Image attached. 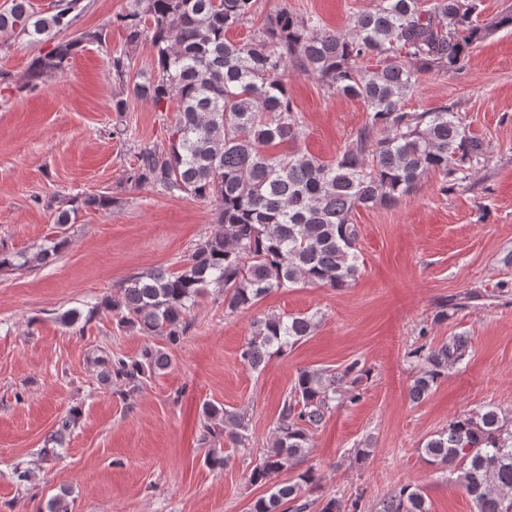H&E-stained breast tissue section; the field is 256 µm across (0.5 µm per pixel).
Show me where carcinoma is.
<instances>
[{"instance_id": "carcinoma-1", "label": "carcinoma", "mask_w": 512, "mask_h": 512, "mask_svg": "<svg viewBox=\"0 0 512 512\" xmlns=\"http://www.w3.org/2000/svg\"><path fill=\"white\" fill-rule=\"evenodd\" d=\"M117 18L127 30L126 48L112 53V74L132 95L164 112L177 103L168 145L141 148L125 181L169 195H190L214 206L217 230L201 238L177 270L133 273L87 314L66 311L58 320L71 326L90 321L110 307L121 321L147 338L176 345L191 328L190 312L210 287L224 293V312L255 307L262 299L294 285L351 287L359 277V228L355 211L392 206L411 195L429 174L446 178L442 190L468 184L489 164L484 144L468 134L454 107L406 112L403 102L420 77L430 71L460 70L473 46L488 31L512 28V10L487 24L478 22L480 0H374L358 13L347 32L323 28L319 20L281 8L267 16L247 41L226 33L252 20L256 0H132ZM81 0H53L51 11L37 12L31 0H12L0 12V32L53 40L70 29ZM147 41L154 51V73L134 71L132 49ZM97 30L58 41L34 58L18 88H32L45 77L66 71L70 59L91 43ZM368 57L379 67L361 66ZM316 78L327 90L364 103L367 119L355 138L331 162L298 147L302 116L288 94V72ZM114 198L94 194L70 199L55 215L60 228L78 211L108 210ZM67 245L58 231L34 256L0 251V268L41 267L54 262ZM315 314L254 319L240 354L253 370L273 356L288 354L312 335ZM470 339L450 336L436 346L425 343L408 352L417 364L409 399L421 402L469 356ZM102 380L112 387L137 388L151 373L172 364L170 354L150 343L134 356L105 360ZM358 359L340 372L304 368L278 412L270 447L248 472L252 485L268 486L249 512H360V500L336 495L307 499L306 488L323 481L306 464L310 433L321 427L336 401L354 404L360 394L342 389L368 379ZM200 441L205 463L224 468V439L236 448L249 442L246 414L222 405L201 406ZM80 418L76 410L62 418L39 454L55 457L57 445ZM427 461L445 465L471 498L474 512H512V417L487 404L448 422V428L421 444ZM285 470L295 474L276 482ZM377 512H431L422 491L403 484Z\"/></svg>"}]
</instances>
